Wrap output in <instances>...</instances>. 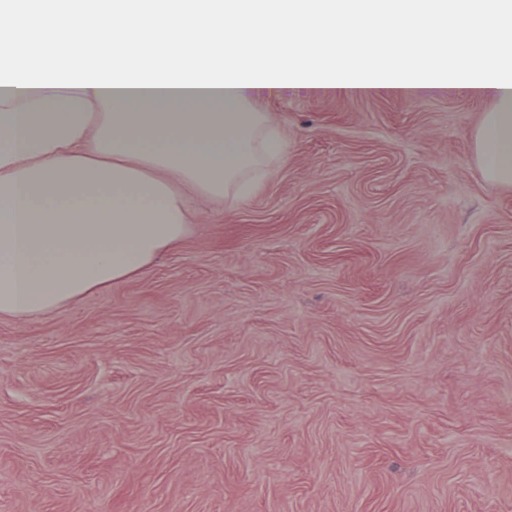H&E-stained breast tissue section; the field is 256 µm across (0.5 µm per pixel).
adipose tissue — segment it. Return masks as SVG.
<instances>
[{
  "label": "adipose tissue",
  "mask_w": 512,
  "mask_h": 512,
  "mask_svg": "<svg viewBox=\"0 0 512 512\" xmlns=\"http://www.w3.org/2000/svg\"><path fill=\"white\" fill-rule=\"evenodd\" d=\"M352 42L335 61L337 17ZM434 18L430 47L377 23ZM271 29L259 50L248 28ZM445 48L447 76L431 60ZM446 89L491 98L483 177L512 185V0H33L0 16V317H33L153 264L191 200L241 193L279 149L260 94Z\"/></svg>",
  "instance_id": "obj_1"
}]
</instances>
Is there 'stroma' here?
<instances>
[{"label": "stroma", "mask_w": 512, "mask_h": 512, "mask_svg": "<svg viewBox=\"0 0 512 512\" xmlns=\"http://www.w3.org/2000/svg\"><path fill=\"white\" fill-rule=\"evenodd\" d=\"M494 103L262 96L284 157L124 282L0 318V512H512Z\"/></svg>", "instance_id": "stroma-1"}]
</instances>
